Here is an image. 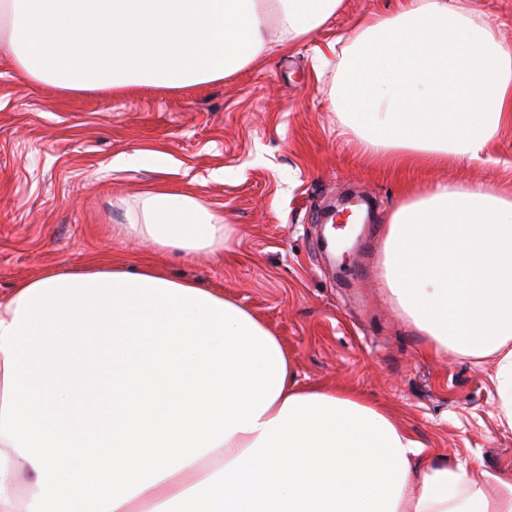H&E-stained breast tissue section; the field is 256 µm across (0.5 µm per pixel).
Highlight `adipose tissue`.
<instances>
[{"label":"adipose tissue","mask_w":512,"mask_h":512,"mask_svg":"<svg viewBox=\"0 0 512 512\" xmlns=\"http://www.w3.org/2000/svg\"><path fill=\"white\" fill-rule=\"evenodd\" d=\"M0 51L65 89L207 83L320 29L343 0H6ZM330 102L378 164L477 160L512 123V51L464 0L356 22ZM117 233L191 259L224 216L151 190ZM383 281L431 352L493 359L512 428V198L437 185L391 215ZM385 409L299 386L222 291L90 260L0 298V512H512V477L426 465Z\"/></svg>","instance_id":"ef3b65f1"}]
</instances>
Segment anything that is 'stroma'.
Returning a JSON list of instances; mask_svg holds the SVG:
<instances>
[{"mask_svg":"<svg viewBox=\"0 0 512 512\" xmlns=\"http://www.w3.org/2000/svg\"><path fill=\"white\" fill-rule=\"evenodd\" d=\"M403 0H344L313 37L224 79L186 87L69 90L0 56V296L100 255L157 265L223 290L278 336L300 384H327L390 409L423 460L512 471V428L481 363L425 350L382 284L383 241L410 189L489 184L512 196V124L482 160L454 155L382 167L362 152L328 91L358 18ZM192 190L223 212L217 255L179 260L113 233L151 187ZM370 203L355 249L333 261L338 196Z\"/></svg>","mask_w":512,"mask_h":512,"instance_id":"obj_1","label":"stroma"}]
</instances>
